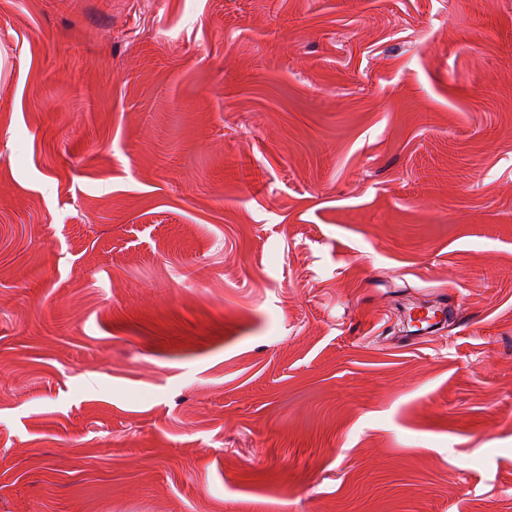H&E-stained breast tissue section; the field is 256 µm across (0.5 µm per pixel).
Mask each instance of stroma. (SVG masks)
Masks as SVG:
<instances>
[{"mask_svg":"<svg viewBox=\"0 0 512 512\" xmlns=\"http://www.w3.org/2000/svg\"><path fill=\"white\" fill-rule=\"evenodd\" d=\"M0 512H512V0H0ZM420 313L423 314L420 316ZM447 315L448 320L457 319L459 316L457 306L448 302V306L445 303L439 308H431L425 311L419 310L415 317L411 316V321L416 323L415 327H417L418 330H429L428 332H433L442 328L447 323Z\"/></svg>","mask_w":512,"mask_h":512,"instance_id":"1","label":"stroma"}]
</instances>
